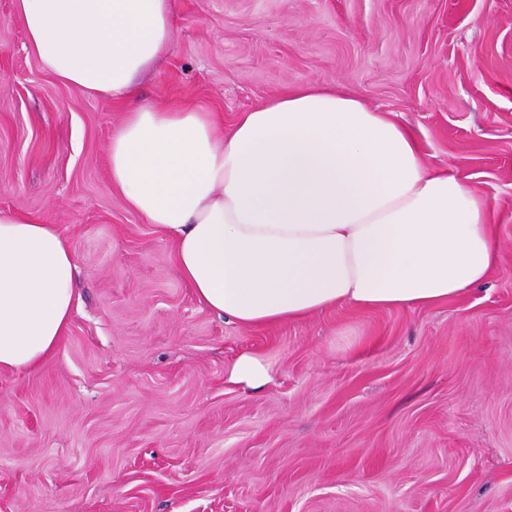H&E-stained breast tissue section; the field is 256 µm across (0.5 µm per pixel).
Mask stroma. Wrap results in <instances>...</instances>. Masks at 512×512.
Returning <instances> with one entry per match:
<instances>
[{
	"mask_svg": "<svg viewBox=\"0 0 512 512\" xmlns=\"http://www.w3.org/2000/svg\"><path fill=\"white\" fill-rule=\"evenodd\" d=\"M138 105L224 118L331 85L479 184L489 281L244 327L199 303L109 171L127 104L59 82L0 0V211L76 258L57 350L0 370V512H512V0H174ZM244 353L271 380L231 383Z\"/></svg>",
	"mask_w": 512,
	"mask_h": 512,
	"instance_id": "1",
	"label": "stroma"
}]
</instances>
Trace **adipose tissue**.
Listing matches in <instances>:
<instances>
[{
    "mask_svg": "<svg viewBox=\"0 0 512 512\" xmlns=\"http://www.w3.org/2000/svg\"><path fill=\"white\" fill-rule=\"evenodd\" d=\"M40 63L124 102L171 44L173 0H16ZM129 209L171 238L197 300L239 325L351 304L422 308L483 284L502 257L480 189L426 165L413 132L336 88L307 85L242 113L139 106L113 134ZM56 225L0 212V370L36 368L74 305Z\"/></svg>",
    "mask_w": 512,
    "mask_h": 512,
    "instance_id": "adipose-tissue-1",
    "label": "adipose tissue"
}]
</instances>
